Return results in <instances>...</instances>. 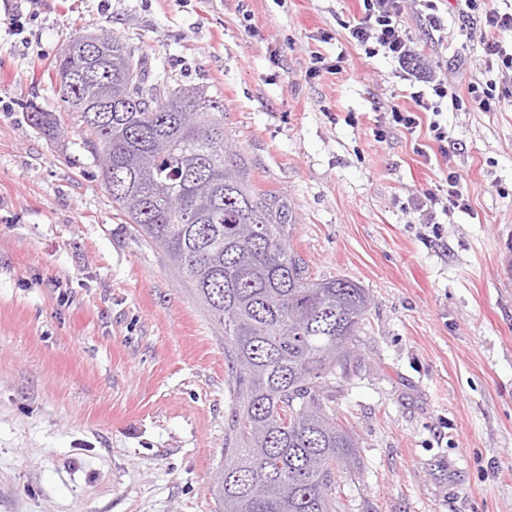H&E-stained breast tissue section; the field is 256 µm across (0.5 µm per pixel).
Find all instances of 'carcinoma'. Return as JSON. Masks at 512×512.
<instances>
[{"instance_id":"carcinoma-1","label":"carcinoma","mask_w":512,"mask_h":512,"mask_svg":"<svg viewBox=\"0 0 512 512\" xmlns=\"http://www.w3.org/2000/svg\"><path fill=\"white\" fill-rule=\"evenodd\" d=\"M82 40L60 53L55 85L85 145L110 155L102 178L112 205L224 330L233 404L214 482L220 512H336V471L356 442L323 400L346 375L369 293L344 276L311 277L285 239V213L230 162L224 123L202 92L171 89L161 76L148 83V61L118 37L99 35L93 55ZM130 67L151 107L95 111L125 95ZM30 119L49 135L60 126L34 105ZM169 192L183 209L168 207Z\"/></svg>"}]
</instances>
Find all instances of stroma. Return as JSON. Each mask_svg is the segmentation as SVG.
Returning a JSON list of instances; mask_svg holds the SVG:
<instances>
[{"instance_id":"35a3bbf8","label":"stroma","mask_w":512,"mask_h":512,"mask_svg":"<svg viewBox=\"0 0 512 512\" xmlns=\"http://www.w3.org/2000/svg\"><path fill=\"white\" fill-rule=\"evenodd\" d=\"M398 23L423 74L500 81L464 0ZM362 0H0V512H216L224 332L112 206L52 84L110 33L224 114L246 181L312 277L371 307L328 404L358 441L337 512H512V95L443 103L446 149L389 122L420 84L344 28ZM502 81V80H501ZM37 106L61 117L51 137ZM426 154L418 156L415 144ZM456 170L467 211L423 223Z\"/></svg>"}]
</instances>
